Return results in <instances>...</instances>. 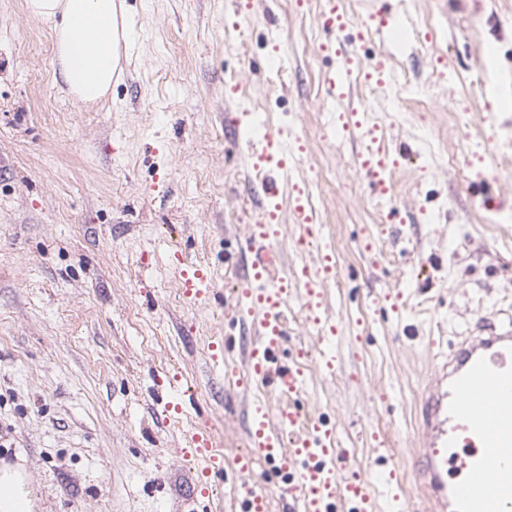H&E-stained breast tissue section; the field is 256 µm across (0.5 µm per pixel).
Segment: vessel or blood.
<instances>
[{
  "instance_id": "1",
  "label": "vessel or blood",
  "mask_w": 512,
  "mask_h": 512,
  "mask_svg": "<svg viewBox=\"0 0 512 512\" xmlns=\"http://www.w3.org/2000/svg\"><path fill=\"white\" fill-rule=\"evenodd\" d=\"M321 18L325 31L334 35L353 28L360 34L379 33L389 43L396 40V28L383 12L356 24L342 0H325ZM363 65L378 85L391 82L387 57L361 62L352 43L337 51L325 82L337 111L348 113L349 129L364 143L358 168L372 190L385 195L392 187L388 156L378 147L385 131L373 112L349 107L354 77ZM249 149L255 167L286 169L287 147L269 141L250 144ZM280 227V209L273 205L249 227L250 261L238 294V315L248 322L253 336L244 350L243 380L268 384L285 402L276 407L265 401L252 403L248 446L235 457L232 469H225L224 454L209 426L192 429L183 451L199 461L204 493L231 482L241 512H269L275 495L285 504H298L299 512H403L401 467L386 466L393 487L387 497L370 479L348 477L347 451L335 427L323 417L308 415L300 404L306 392L301 363L297 356L285 354L288 302L298 297L322 337H334L336 320L327 313V285L336 277V254L321 243L318 264L305 262L282 272L276 250ZM179 279L191 300L207 301L215 294L208 269L180 270ZM420 406V489L430 512H512V323L500 328L487 325L485 332L452 345L431 368ZM260 460L278 479L274 489L263 487L255 477ZM452 467L464 471V478L449 480Z\"/></svg>"
}]
</instances>
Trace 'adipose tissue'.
<instances>
[{"instance_id": "obj_1", "label": "adipose tissue", "mask_w": 512, "mask_h": 512, "mask_svg": "<svg viewBox=\"0 0 512 512\" xmlns=\"http://www.w3.org/2000/svg\"><path fill=\"white\" fill-rule=\"evenodd\" d=\"M28 12L53 21L60 75L69 94L83 102L104 98L129 43L122 0H26ZM36 498L25 470L0 465V512H34Z\"/></svg>"}]
</instances>
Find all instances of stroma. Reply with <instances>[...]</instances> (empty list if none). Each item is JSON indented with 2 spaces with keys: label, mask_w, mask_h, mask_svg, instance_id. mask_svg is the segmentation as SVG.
Listing matches in <instances>:
<instances>
[{
  "label": "stroma",
  "mask_w": 512,
  "mask_h": 512,
  "mask_svg": "<svg viewBox=\"0 0 512 512\" xmlns=\"http://www.w3.org/2000/svg\"><path fill=\"white\" fill-rule=\"evenodd\" d=\"M123 2L129 57L106 100L84 104L66 92L51 23L0 0V461L27 468L36 512H239L230 488L202 496L180 448L209 422L232 467L260 395L213 370L209 344L227 337L237 364L250 339L230 312L264 197L241 141L266 101L290 158L275 175L279 237L302 233L287 208L300 189L336 252L332 343L289 304L306 409L335 424L350 475L376 477L372 436L395 449L408 512H425L414 463L428 351L512 314V0H362L405 26L398 43L357 45L406 81L398 95L353 88L391 128L382 212L357 144L329 124L322 0ZM321 166L335 182L318 181ZM479 175L500 209L479 206ZM182 264L210 270L211 305L185 297ZM397 293L400 325L370 304ZM173 389L182 410L161 419Z\"/></svg>",
  "instance_id": "stroma-1"
}]
</instances>
